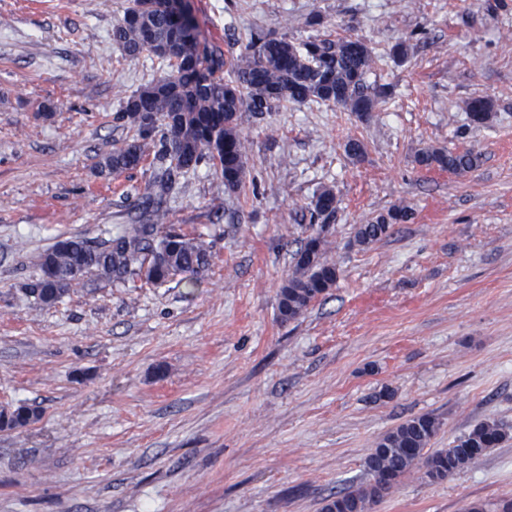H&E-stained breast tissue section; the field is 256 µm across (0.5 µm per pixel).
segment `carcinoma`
<instances>
[{
	"label": "carcinoma",
	"instance_id": "carcinoma-1",
	"mask_svg": "<svg viewBox=\"0 0 512 512\" xmlns=\"http://www.w3.org/2000/svg\"><path fill=\"white\" fill-rule=\"evenodd\" d=\"M112 43L126 59L135 61L146 53L160 60V67L159 74L115 112L113 120L135 134L102 159L100 171L133 170L149 148L154 170L139 196V216L117 225L106 237H60L41 255V275L26 288L40 304L58 302L90 271L111 282L137 277L153 285L179 274L197 275L207 264L208 248L202 240L175 231L159 234L158 226L168 219L164 200L178 188L181 176L202 165L216 168L227 191L240 190L247 165L240 127L248 116L281 103L318 102L332 103L364 120L391 96L390 86L367 84L376 57L359 38L296 43L286 35L255 32L227 62L220 50L202 41L197 21L184 19L171 0H132L112 28ZM226 70L232 77L224 78ZM464 109L472 123L483 126L492 118L493 102L475 97L464 102ZM477 160L470 151L434 147L415 157L421 167L455 173L473 169ZM309 212L311 223L327 225L336 213L334 191L322 188L314 193ZM411 216L408 209L394 207L360 225L355 243L368 246ZM324 245L319 228L295 252L292 270L277 292L281 321L297 319L335 286L336 264L324 257ZM35 418L34 410L21 405L3 426L21 427ZM438 428L437 418L420 415L384 433L376 441V453L365 461V481L329 498L323 512H365L419 464L428 478L449 479L508 437L505 424L481 421L455 445L429 453L426 448Z\"/></svg>",
	"mask_w": 512,
	"mask_h": 512
}]
</instances>
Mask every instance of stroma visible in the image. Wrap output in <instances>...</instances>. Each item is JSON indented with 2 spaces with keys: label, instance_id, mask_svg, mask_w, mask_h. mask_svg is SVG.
Instances as JSON below:
<instances>
[{
  "label": "stroma",
  "instance_id": "35a3bbf8",
  "mask_svg": "<svg viewBox=\"0 0 512 512\" xmlns=\"http://www.w3.org/2000/svg\"><path fill=\"white\" fill-rule=\"evenodd\" d=\"M128 3L0 0V411L37 412L0 429V512H322L410 417L439 419L435 450L486 419L512 427V0H191L225 58L260 30L359 37L380 56L367 83L393 94L363 122L316 102L250 116L236 194L185 174L166 226L206 243L197 284L88 274L41 305L25 286L45 250L126 223L150 178L97 171L130 136L114 112L158 68L112 43ZM475 96L494 103L478 128ZM430 146L480 163L419 167ZM323 186L338 279L284 323L276 293ZM398 206L411 220L354 245ZM507 500L512 436L451 479L413 470L373 512ZM464 109L472 123L483 126L492 118L493 102L485 97H475L465 101Z\"/></svg>",
  "mask_w": 512,
  "mask_h": 512
}]
</instances>
